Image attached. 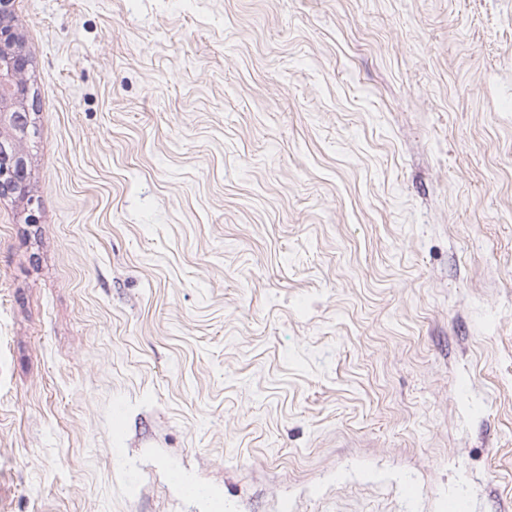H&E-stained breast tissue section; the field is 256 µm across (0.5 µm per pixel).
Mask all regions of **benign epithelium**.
Returning a JSON list of instances; mask_svg holds the SVG:
<instances>
[{"mask_svg": "<svg viewBox=\"0 0 512 512\" xmlns=\"http://www.w3.org/2000/svg\"><path fill=\"white\" fill-rule=\"evenodd\" d=\"M14 0H0V196L27 194L28 162L21 143L32 127L24 74L29 59L14 27Z\"/></svg>", "mask_w": 512, "mask_h": 512, "instance_id": "benign-epithelium-1", "label": "benign epithelium"}]
</instances>
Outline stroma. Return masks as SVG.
<instances>
[{
    "label": "stroma",
    "instance_id": "35a3bbf8",
    "mask_svg": "<svg viewBox=\"0 0 512 512\" xmlns=\"http://www.w3.org/2000/svg\"><path fill=\"white\" fill-rule=\"evenodd\" d=\"M0 512H512V0H16Z\"/></svg>",
    "mask_w": 512,
    "mask_h": 512
}]
</instances>
